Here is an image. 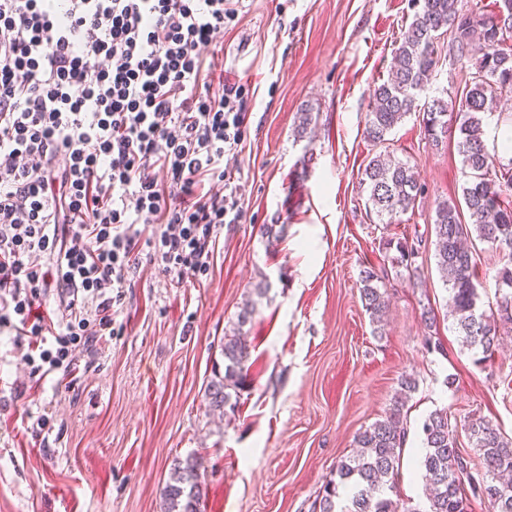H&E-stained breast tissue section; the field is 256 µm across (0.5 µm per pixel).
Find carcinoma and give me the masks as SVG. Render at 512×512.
Segmentation results:
<instances>
[{
  "label": "carcinoma",
  "instance_id": "carcinoma-1",
  "mask_svg": "<svg viewBox=\"0 0 512 512\" xmlns=\"http://www.w3.org/2000/svg\"><path fill=\"white\" fill-rule=\"evenodd\" d=\"M413 20L394 52L388 79L374 84L371 109L365 115L364 139L387 143L392 131L413 114L422 115L424 139L439 147L456 133L461 158V198L436 204L433 245L437 269L450 294L448 317L463 347L475 352V363L489 361L501 336L512 332V158L498 161L483 139V118L512 97V0H415ZM447 39L448 55L461 64L453 97L430 96L440 62L439 43ZM360 198L380 224H395L412 212L425 192L411 162L379 153L368 161L359 180ZM477 240L503 256L495 279L500 296L497 312L477 309L479 278L471 243ZM391 264L417 271L426 247L419 238H399ZM388 271L367 267L360 275V298L374 334L385 331ZM255 302L245 303L238 329L224 337V373H215L205 390V408L234 409L232 394L244 387L250 346L241 327L251 321ZM418 382L404 376L388 414L360 431L357 451L341 459L311 503V512H420L398 497L401 454L408 435L405 406ZM458 424L448 410L437 409L421 427L420 467L427 487L428 512H468L469 496L487 502L489 512H512V439L490 422L477 418L465 430L481 467L459 448ZM203 460H176L161 490L163 512H203Z\"/></svg>",
  "mask_w": 512,
  "mask_h": 512
}]
</instances>
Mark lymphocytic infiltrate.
Masks as SVG:
<instances>
[{
  "mask_svg": "<svg viewBox=\"0 0 512 512\" xmlns=\"http://www.w3.org/2000/svg\"><path fill=\"white\" fill-rule=\"evenodd\" d=\"M234 0H0V334L32 373L71 375L112 333L140 260L206 272L235 195L207 190L241 145L243 85L214 93L202 47ZM153 225L149 237L139 227ZM59 296L61 319L38 307Z\"/></svg>",
  "mask_w": 512,
  "mask_h": 512,
  "instance_id": "1",
  "label": "lymphocytic infiltrate"
}]
</instances>
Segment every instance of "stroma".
Listing matches in <instances>:
<instances>
[{"instance_id": "obj_1", "label": "stroma", "mask_w": 512, "mask_h": 512, "mask_svg": "<svg viewBox=\"0 0 512 512\" xmlns=\"http://www.w3.org/2000/svg\"><path fill=\"white\" fill-rule=\"evenodd\" d=\"M412 16L409 0H241L204 54L214 91L225 79L249 89L241 150L224 157L242 218L218 230L198 279L146 263L131 271L114 335L81 346L69 384L33 376L0 343V512H160L174 459L191 454L204 462L205 512H309L405 375L418 387L407 403L401 499L426 501L418 455L430 412L447 409L460 424L483 418L512 437V334L475 365L446 316L432 252L414 277H391L383 335L360 300L361 270L390 264L385 240L430 238L436 203L463 182L455 145L426 148L411 115L390 148L416 165L424 204L386 225L359 201L370 90L387 79ZM304 112L312 123L303 134ZM264 224L283 226L281 238L268 242ZM475 249L477 305L493 311L500 256ZM261 281L268 290L257 299ZM250 299L256 311L238 326ZM428 307L440 353L423 347ZM237 328L250 343L245 386L233 411L213 417L205 389ZM30 413L44 416L43 429L27 426Z\"/></svg>"}]
</instances>
